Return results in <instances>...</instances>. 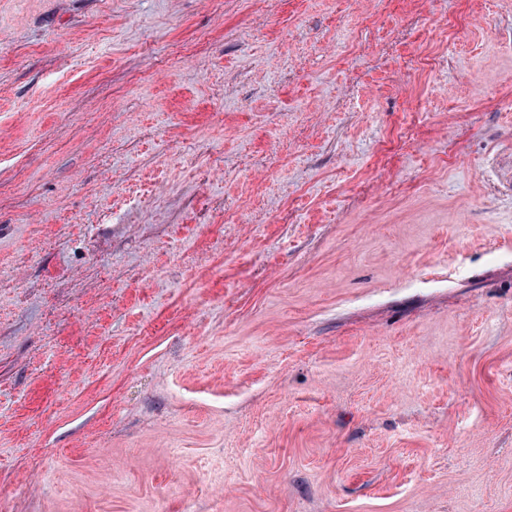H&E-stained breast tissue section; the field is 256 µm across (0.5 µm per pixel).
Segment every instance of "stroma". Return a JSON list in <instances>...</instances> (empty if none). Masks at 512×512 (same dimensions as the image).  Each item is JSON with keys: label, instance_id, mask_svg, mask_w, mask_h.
I'll return each mask as SVG.
<instances>
[{"label": "stroma", "instance_id": "35a3bbf8", "mask_svg": "<svg viewBox=\"0 0 512 512\" xmlns=\"http://www.w3.org/2000/svg\"><path fill=\"white\" fill-rule=\"evenodd\" d=\"M11 512H512V0H0Z\"/></svg>", "mask_w": 512, "mask_h": 512}]
</instances>
